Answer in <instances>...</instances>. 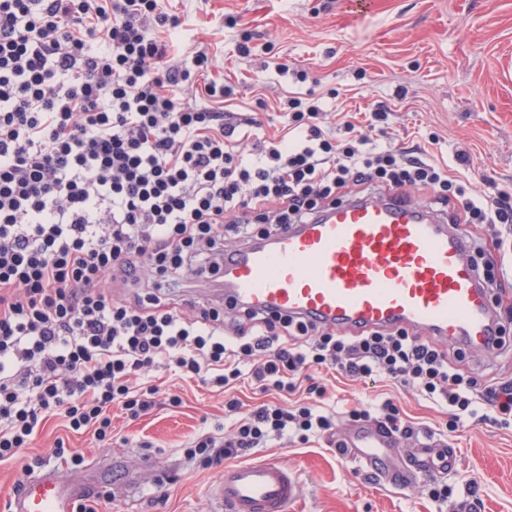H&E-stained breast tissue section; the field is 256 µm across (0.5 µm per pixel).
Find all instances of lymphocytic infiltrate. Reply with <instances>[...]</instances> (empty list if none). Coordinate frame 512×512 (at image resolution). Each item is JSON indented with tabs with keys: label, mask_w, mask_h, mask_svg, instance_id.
Masks as SVG:
<instances>
[{
	"label": "lymphocytic infiltrate",
	"mask_w": 512,
	"mask_h": 512,
	"mask_svg": "<svg viewBox=\"0 0 512 512\" xmlns=\"http://www.w3.org/2000/svg\"><path fill=\"white\" fill-rule=\"evenodd\" d=\"M182 26L168 0H0V461L61 414L75 433L112 434L111 407L132 419L160 390L133 376L164 366L224 390L311 399L242 411L229 435L204 433L187 459L213 466L289 437L332 436L315 379L324 368L385 378L446 407L448 430L512 426V381H482L403 329L352 336L288 315L162 302L168 281L219 279L225 231L276 236L336 206L351 184L425 187L495 246L512 194L482 198L447 166L408 148L380 150L345 123L326 130L321 102L289 96L287 136L237 153L224 102L231 87L197 85L213 65L173 61ZM203 105H196V98Z\"/></svg>",
	"instance_id": "1"
}]
</instances>
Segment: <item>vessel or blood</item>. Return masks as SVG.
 Instances as JSON below:
<instances>
[{
    "label": "vessel or blood",
    "instance_id": "obj_1",
    "mask_svg": "<svg viewBox=\"0 0 512 512\" xmlns=\"http://www.w3.org/2000/svg\"><path fill=\"white\" fill-rule=\"evenodd\" d=\"M468 250L465 236L436 212L389 196L354 200L228 252L224 300L351 333L403 327L492 352L499 338L493 298ZM339 442L344 458L399 487L456 464L429 442L401 456V439L371 420L347 427ZM73 497L48 469L25 481L11 512H72ZM298 497L296 476L274 456L225 467L212 494L222 512H291Z\"/></svg>",
    "mask_w": 512,
    "mask_h": 512
}]
</instances>
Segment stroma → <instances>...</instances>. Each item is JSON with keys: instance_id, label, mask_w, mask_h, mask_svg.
Here are the masks:
<instances>
[{"instance_id": "stroma-1", "label": "stroma", "mask_w": 512, "mask_h": 512, "mask_svg": "<svg viewBox=\"0 0 512 512\" xmlns=\"http://www.w3.org/2000/svg\"><path fill=\"white\" fill-rule=\"evenodd\" d=\"M183 29L169 53L190 62L198 47H209L214 65L204 81L234 90L225 104L242 124L235 137L253 157L259 137H277L283 119L277 109L288 93H335L327 126L344 138L343 122L365 128V109L376 101L393 109L387 131L372 130L383 148H416L464 174L471 190L492 195L512 189V0H370L358 14L351 0H173ZM255 32L252 54L238 57L235 44ZM313 71L316 82L293 83L276 65ZM267 109H257L256 98ZM257 118L259 127L248 126ZM467 151L468 163L457 159ZM449 357H461L468 371L485 378H512V359L444 342ZM326 388L325 406L337 427L350 424L351 410L395 398L417 439L448 443L457 455L442 479L453 490L447 503L432 501L422 484L395 489L354 463L344 461L326 438L307 444L275 442L278 455L297 475L300 496L292 512H512V428L469 424L448 434L445 409L385 380L353 381L334 371L316 376ZM145 382L173 390L181 407H155L131 420L112 412V438L69 434L63 418L44 420L29 448L0 462V505L28 477V464L43 459L76 493L102 494V512H210L209 490L223 467L189 465L185 446L197 435L230 429L224 395L195 379L159 368ZM64 440L84 457L81 466L59 464L52 454Z\"/></svg>"}]
</instances>
